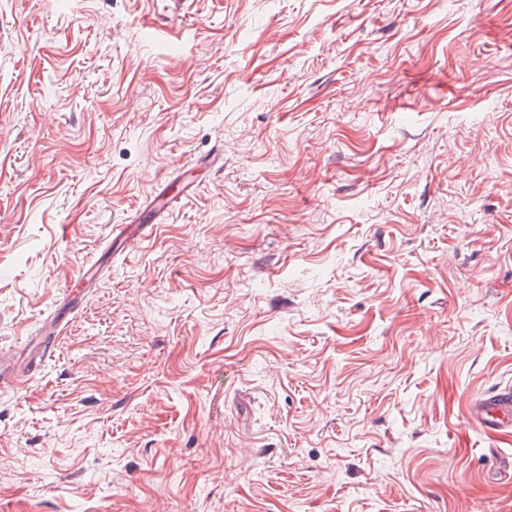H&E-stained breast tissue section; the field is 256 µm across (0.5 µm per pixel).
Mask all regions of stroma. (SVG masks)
I'll return each mask as SVG.
<instances>
[{
  "instance_id": "obj_1",
  "label": "stroma",
  "mask_w": 512,
  "mask_h": 512,
  "mask_svg": "<svg viewBox=\"0 0 512 512\" xmlns=\"http://www.w3.org/2000/svg\"><path fill=\"white\" fill-rule=\"evenodd\" d=\"M0 352V512H512V0H0ZM163 194L164 190H161L153 196L147 209L142 212V219L139 218L132 224L114 225L112 228V240L120 238L129 242L137 238L141 239L146 234L149 225L155 224L154 221L157 217L173 206L174 197L169 198ZM146 210H149V212H146ZM474 417L489 434L507 432L512 428V388H498L478 399L473 405Z\"/></svg>"
}]
</instances>
